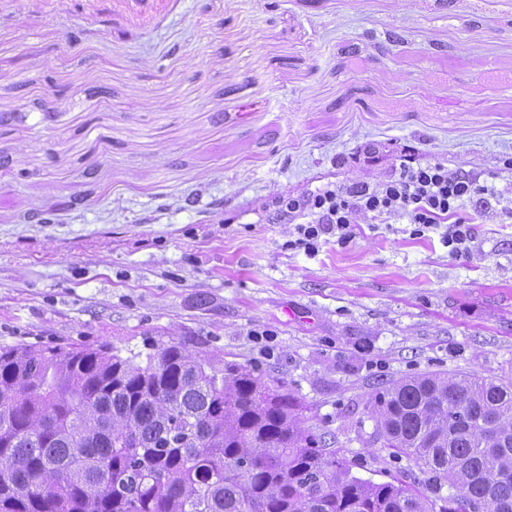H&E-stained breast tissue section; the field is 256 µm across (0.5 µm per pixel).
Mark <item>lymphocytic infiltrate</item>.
I'll list each match as a JSON object with an SVG mask.
<instances>
[{
  "mask_svg": "<svg viewBox=\"0 0 512 512\" xmlns=\"http://www.w3.org/2000/svg\"><path fill=\"white\" fill-rule=\"evenodd\" d=\"M495 185L470 173L450 172L445 164L403 156L394 174L378 184L326 183L303 194L277 201L272 223L293 227L287 249L316 255L325 236L345 242L354 234L357 215L405 218L421 235L442 229L449 255L467 250L472 226L490 200L500 198Z\"/></svg>",
  "mask_w": 512,
  "mask_h": 512,
  "instance_id": "f902f5d3",
  "label": "lymphocytic infiltrate"
}]
</instances>
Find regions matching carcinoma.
<instances>
[{
  "instance_id": "cac0c4a2",
  "label": "carcinoma",
  "mask_w": 512,
  "mask_h": 512,
  "mask_svg": "<svg viewBox=\"0 0 512 512\" xmlns=\"http://www.w3.org/2000/svg\"><path fill=\"white\" fill-rule=\"evenodd\" d=\"M371 407L418 486L352 476L247 364L0 346V512H512L511 381L408 376Z\"/></svg>"
}]
</instances>
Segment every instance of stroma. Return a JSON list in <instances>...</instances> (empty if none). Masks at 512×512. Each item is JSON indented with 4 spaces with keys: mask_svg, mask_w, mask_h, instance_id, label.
<instances>
[{
    "mask_svg": "<svg viewBox=\"0 0 512 512\" xmlns=\"http://www.w3.org/2000/svg\"><path fill=\"white\" fill-rule=\"evenodd\" d=\"M407 145L501 190L467 251L362 215L285 249L279 196ZM1 157L0 346L249 365L375 483L419 473L376 387L512 381V0H0Z\"/></svg>",
    "mask_w": 512,
    "mask_h": 512,
    "instance_id": "stroma-1",
    "label": "stroma"
}]
</instances>
